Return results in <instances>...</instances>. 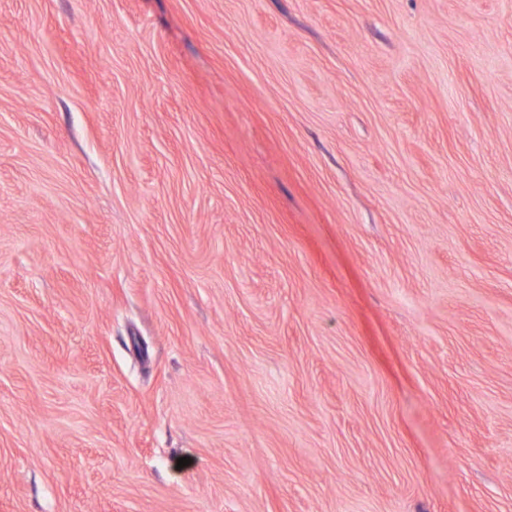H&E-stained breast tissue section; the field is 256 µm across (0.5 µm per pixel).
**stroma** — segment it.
I'll list each match as a JSON object with an SVG mask.
<instances>
[{"label": "stroma", "mask_w": 512, "mask_h": 512, "mask_svg": "<svg viewBox=\"0 0 512 512\" xmlns=\"http://www.w3.org/2000/svg\"><path fill=\"white\" fill-rule=\"evenodd\" d=\"M0 512H512V0H0Z\"/></svg>", "instance_id": "1"}]
</instances>
